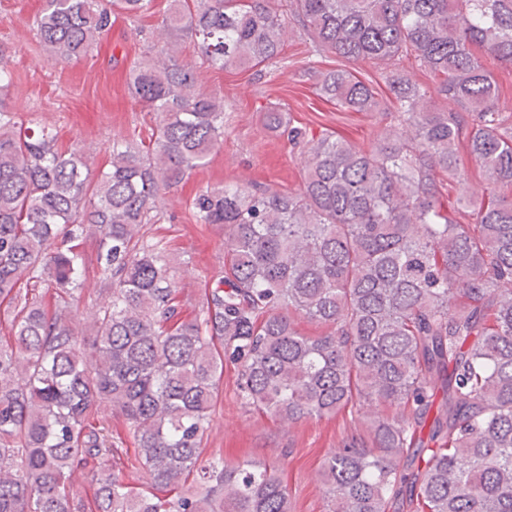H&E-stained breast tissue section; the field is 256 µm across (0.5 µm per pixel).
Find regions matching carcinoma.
<instances>
[{"instance_id": "cac0c4a2", "label": "carcinoma", "mask_w": 512, "mask_h": 512, "mask_svg": "<svg viewBox=\"0 0 512 512\" xmlns=\"http://www.w3.org/2000/svg\"><path fill=\"white\" fill-rule=\"evenodd\" d=\"M152 2L42 0L33 30L56 59H81L120 16L143 32ZM289 24L377 69L387 102L349 68L316 94L384 131L368 149L315 138L269 104L264 124L299 151L302 184L194 195L196 223L224 228V274L185 317L168 242L143 227L222 144L226 105L179 59L182 37L212 67H266ZM151 39L130 87L157 121L146 142L112 141L93 179L81 149L4 106L0 51V512H293L277 465L202 458L226 365L255 413L349 418L318 472L327 512H512V107L485 64H512V0H168ZM466 159L484 181L463 210L445 184ZM91 235L108 299L86 338ZM299 318L328 333L302 334Z\"/></svg>"}]
</instances>
